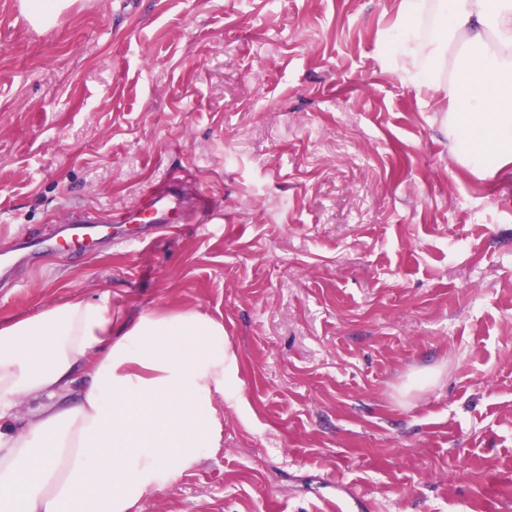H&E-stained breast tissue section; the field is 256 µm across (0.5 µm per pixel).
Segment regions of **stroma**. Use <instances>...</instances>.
I'll list each match as a JSON object with an SVG mask.
<instances>
[{
	"mask_svg": "<svg viewBox=\"0 0 512 512\" xmlns=\"http://www.w3.org/2000/svg\"><path fill=\"white\" fill-rule=\"evenodd\" d=\"M398 0H0V237L192 167L210 224L55 254L0 321H223L224 439L140 512H512V168L457 163ZM70 3L68 0H25L21 1V9L35 28H46Z\"/></svg>",
	"mask_w": 512,
	"mask_h": 512,
	"instance_id": "stroma-1",
	"label": "stroma"
}]
</instances>
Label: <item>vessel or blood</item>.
Instances as JSON below:
<instances>
[{
  "mask_svg": "<svg viewBox=\"0 0 512 512\" xmlns=\"http://www.w3.org/2000/svg\"><path fill=\"white\" fill-rule=\"evenodd\" d=\"M192 179L193 175L189 170L174 171L165 184L148 187L131 212L51 224L38 234L16 239L14 243L1 247L0 284L13 279L19 270L36 267L46 253L82 255L115 241L113 227L129 223L135 215L145 219L144 224L138 227V236H148L152 226L166 223L170 215L182 212L183 201L177 189Z\"/></svg>",
  "mask_w": 512,
  "mask_h": 512,
  "instance_id": "obj_1",
  "label": "vessel or blood"
}]
</instances>
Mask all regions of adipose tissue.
<instances>
[{
	"mask_svg": "<svg viewBox=\"0 0 512 512\" xmlns=\"http://www.w3.org/2000/svg\"><path fill=\"white\" fill-rule=\"evenodd\" d=\"M396 23L401 81L452 101L457 161L511 165L512 0H399ZM234 366L223 322L193 308L118 324L72 300L0 323V512H139L220 447Z\"/></svg>",
	"mask_w": 512,
	"mask_h": 512,
	"instance_id": "obj_1",
	"label": "adipose tissue"
}]
</instances>
